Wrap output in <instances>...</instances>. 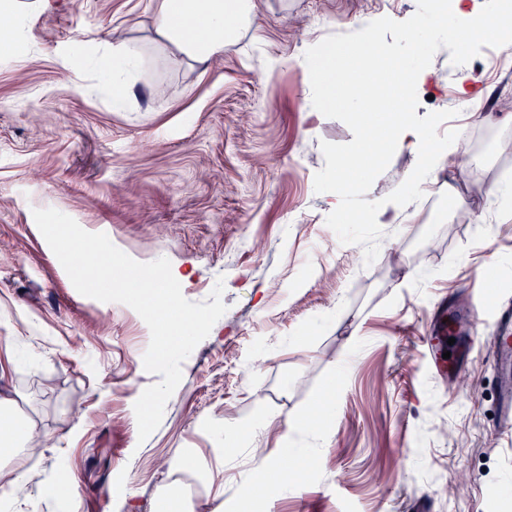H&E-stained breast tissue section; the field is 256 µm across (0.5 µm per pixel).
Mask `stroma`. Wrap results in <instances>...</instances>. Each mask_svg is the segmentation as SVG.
Returning a JSON list of instances; mask_svg holds the SVG:
<instances>
[{"label":"stroma","instance_id":"35a3bbf8","mask_svg":"<svg viewBox=\"0 0 512 512\" xmlns=\"http://www.w3.org/2000/svg\"><path fill=\"white\" fill-rule=\"evenodd\" d=\"M258 30L222 55L194 60L161 37L154 0H50L31 22L8 18L22 51L0 52V399L30 424L24 450L0 468L26 479L8 512L57 474L74 479V512H156L172 498L213 512L212 489L170 458L194 449L215 463L227 439L224 512H506L512 445L491 435L497 381L479 358L449 390L423 337L439 305L512 296V210L457 223L460 190L481 203L512 188V73L484 43L462 49L436 29L418 43L402 26L421 0H258ZM380 13L391 54L427 61L414 117L455 146L461 178L423 184L405 211L372 224L417 157L392 147L387 115L316 87L307 54L351 45L359 16ZM140 47L123 108L111 80L68 56ZM485 121L446 115L459 58ZM376 139L383 160L355 183L344 214L328 211L338 161ZM51 207L105 233L140 262L165 257L186 299L223 282L227 312L182 365L160 426L139 441L135 401L159 375L143 366L150 331L121 303L78 293L33 218ZM306 431L315 463L272 483L254 456L288 449L268 418Z\"/></svg>","mask_w":512,"mask_h":512}]
</instances>
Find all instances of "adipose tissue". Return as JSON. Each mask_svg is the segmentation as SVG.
I'll return each mask as SVG.
<instances>
[{
  "mask_svg": "<svg viewBox=\"0 0 512 512\" xmlns=\"http://www.w3.org/2000/svg\"><path fill=\"white\" fill-rule=\"evenodd\" d=\"M154 15L160 36L188 54L207 59L223 54L226 41L255 23L258 3L257 0H156ZM189 19L203 24L205 36L198 40L191 37L185 25ZM446 23L454 28L463 27L473 38L486 31L497 32L502 37L503 49H512V0H498L494 8L483 12L477 11L471 0H455ZM382 26L383 20L377 15L364 16L355 22L356 55L377 62L373 76L363 88L355 87L347 67L335 62L330 52L318 55L313 76L316 85L332 86L342 98L361 102L363 112L358 115V122H365L367 113L383 105L394 112L391 128L394 145L419 158L418 166L404 179L403 189L397 190L388 202L389 208L397 210L407 203L405 187L421 184L446 168L453 146L445 140L431 141L428 129L412 117L413 100L409 90L430 77L431 68L425 64L410 67L393 58L380 41ZM137 60L138 51L130 46L101 52L98 65L112 76L116 102L124 101L127 85L123 76Z\"/></svg>",
  "mask_w": 512,
  "mask_h": 512,
  "instance_id": "1",
  "label": "adipose tissue"
}]
</instances>
